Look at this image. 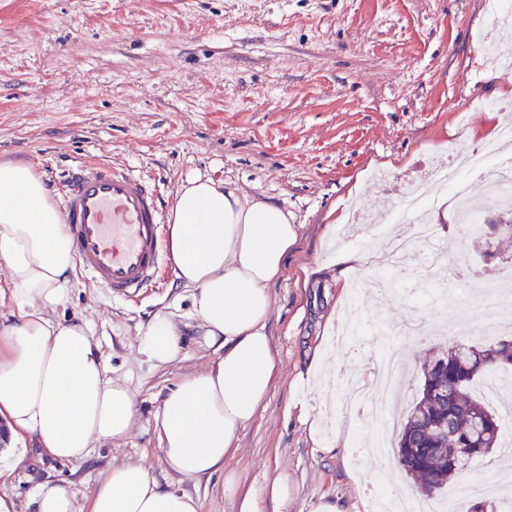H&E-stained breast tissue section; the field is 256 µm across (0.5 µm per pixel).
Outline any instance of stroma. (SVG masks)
<instances>
[{"label": "stroma", "mask_w": 512, "mask_h": 512, "mask_svg": "<svg viewBox=\"0 0 512 512\" xmlns=\"http://www.w3.org/2000/svg\"><path fill=\"white\" fill-rule=\"evenodd\" d=\"M497 30L488 0H0V161L31 164L54 192L71 165L103 160L155 184L166 210L181 181L199 174L263 196L296 224L272 286L278 380L224 460L245 488L287 474L280 512L325 501L371 512L375 477L410 489L398 468L355 466L351 443L371 429L344 409L340 385L370 383L372 359L396 352L405 366L396 404L408 411L423 364L450 341L443 314L481 293L460 269L512 280V241L494 230L508 216L473 177L468 202L481 225L467 229L448 195H436L426 214L448 216L435 227L442 262L418 263L409 281L388 270L393 290L367 309L357 343L335 339L352 286L372 275L368 253L385 246L370 231L343 238L349 206L405 212L425 164L512 122V110L482 107L512 100V75L484 63L483 40ZM192 294L169 266L124 301L76 275L64 315L93 323L116 377L136 390V428L79 466L32 453L26 469L0 472L10 512H33L35 485L47 479L67 484L84 512L100 472L122 461L179 484L200 512H231L223 472L179 482L153 428L162 396L213 355L193 332ZM159 311L189 330L181 357L161 366L133 347Z\"/></svg>", "instance_id": "1"}]
</instances>
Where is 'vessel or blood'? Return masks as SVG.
Masks as SVG:
<instances>
[{
  "label": "vessel or blood",
  "mask_w": 512,
  "mask_h": 512,
  "mask_svg": "<svg viewBox=\"0 0 512 512\" xmlns=\"http://www.w3.org/2000/svg\"><path fill=\"white\" fill-rule=\"evenodd\" d=\"M65 228L83 272L115 299L154 285L164 263L157 188L108 162L82 163L59 190Z\"/></svg>",
  "instance_id": "1"
}]
</instances>
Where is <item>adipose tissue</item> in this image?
<instances>
[{"mask_svg":"<svg viewBox=\"0 0 512 512\" xmlns=\"http://www.w3.org/2000/svg\"><path fill=\"white\" fill-rule=\"evenodd\" d=\"M297 227L279 206L208 177H187L168 213L165 246L178 285L192 289V316L215 356L168 391L154 418L158 446L180 479L224 475L233 512H267L288 502L277 476L240 490L224 460L263 406L275 380L268 331L271 286L284 274ZM77 253L42 176L28 163L0 162V421L11 442L85 463L97 445L131 436L138 397L114 378L89 323L54 316L74 291ZM183 331L156 312L136 351L164 365L182 351ZM190 494L162 485L139 463L102 471L87 512H199Z\"/></svg>","mask_w":512,"mask_h":512,"instance_id":"ef3b65f1","label":"adipose tissue"}]
</instances>
